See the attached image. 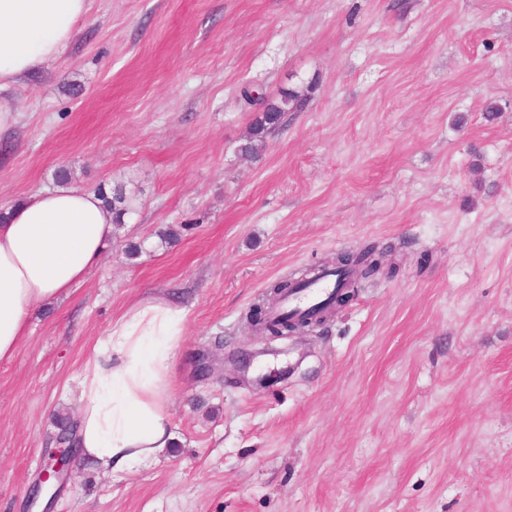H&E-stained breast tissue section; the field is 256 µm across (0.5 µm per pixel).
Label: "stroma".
<instances>
[{
  "label": "stroma",
  "instance_id": "1",
  "mask_svg": "<svg viewBox=\"0 0 512 512\" xmlns=\"http://www.w3.org/2000/svg\"><path fill=\"white\" fill-rule=\"evenodd\" d=\"M247 82L317 85L254 157ZM1 106V206L64 182L136 211L0 364V512H512V0H90ZM369 242L393 278L250 324ZM157 297L186 312L172 447L33 496L86 348Z\"/></svg>",
  "mask_w": 512,
  "mask_h": 512
}]
</instances>
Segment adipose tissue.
<instances>
[{
	"label": "adipose tissue",
	"instance_id": "adipose-tissue-1",
	"mask_svg": "<svg viewBox=\"0 0 512 512\" xmlns=\"http://www.w3.org/2000/svg\"><path fill=\"white\" fill-rule=\"evenodd\" d=\"M88 9L89 0H0V92L57 58ZM113 220L96 193L72 187L7 208L0 221V363L14 358L33 311L99 265ZM184 320L168 301H141L87 348L75 377L82 401L75 445L101 471L131 472L171 447L167 363Z\"/></svg>",
	"mask_w": 512,
	"mask_h": 512
}]
</instances>
